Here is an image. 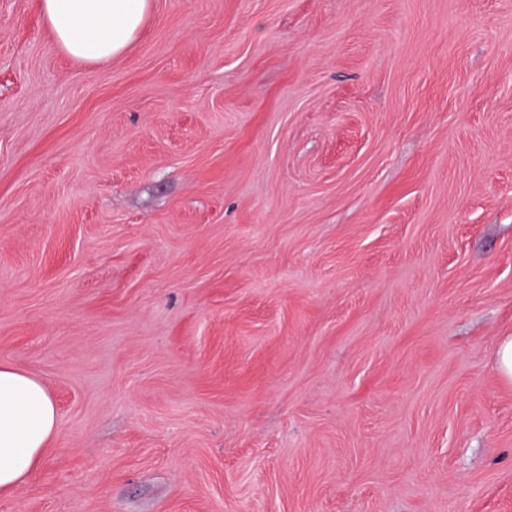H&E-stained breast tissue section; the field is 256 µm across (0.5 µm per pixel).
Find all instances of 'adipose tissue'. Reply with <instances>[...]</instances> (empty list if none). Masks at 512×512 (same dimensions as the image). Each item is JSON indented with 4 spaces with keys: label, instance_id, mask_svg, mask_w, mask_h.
I'll return each mask as SVG.
<instances>
[{
    "label": "adipose tissue",
    "instance_id": "ef3b65f1",
    "mask_svg": "<svg viewBox=\"0 0 512 512\" xmlns=\"http://www.w3.org/2000/svg\"><path fill=\"white\" fill-rule=\"evenodd\" d=\"M149 0H42L56 46L86 63H106L137 37ZM59 423L57 406L36 377L0 365V494L22 487Z\"/></svg>",
    "mask_w": 512,
    "mask_h": 512
}]
</instances>
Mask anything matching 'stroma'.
<instances>
[{
  "label": "stroma",
  "mask_w": 512,
  "mask_h": 512,
  "mask_svg": "<svg viewBox=\"0 0 512 512\" xmlns=\"http://www.w3.org/2000/svg\"><path fill=\"white\" fill-rule=\"evenodd\" d=\"M512 0H0V512H512ZM150 0H42L56 46L86 63H106L137 37ZM58 423L57 406L40 380L0 365V494L26 483Z\"/></svg>",
  "instance_id": "obj_1"
}]
</instances>
